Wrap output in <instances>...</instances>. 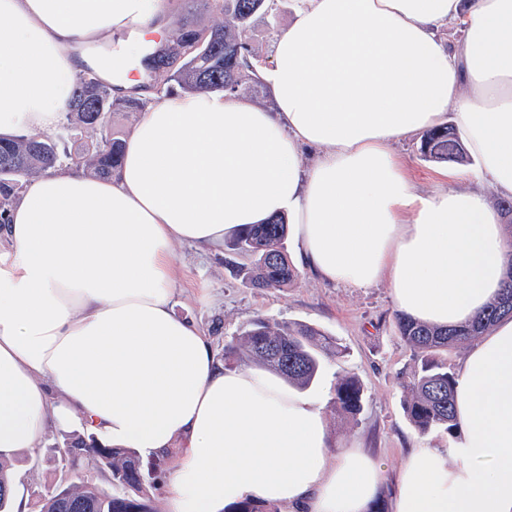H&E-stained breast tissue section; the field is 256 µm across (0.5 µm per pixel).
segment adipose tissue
Listing matches in <instances>:
<instances>
[{
    "label": "adipose tissue",
    "mask_w": 512,
    "mask_h": 512,
    "mask_svg": "<svg viewBox=\"0 0 512 512\" xmlns=\"http://www.w3.org/2000/svg\"><path fill=\"white\" fill-rule=\"evenodd\" d=\"M162 0H0V134L52 135L74 75L129 91L131 42ZM457 39L441 42V27ZM265 110L221 92L153 95L115 175L34 180L0 226V452L51 430L144 456L178 448L167 512L252 499L366 512L382 466L331 456L323 403L219 363L174 312V242L213 247L275 215L325 280H387L396 308L462 323L495 296L512 246L481 190L417 192L392 145L447 110L477 177L512 197V0H305L260 71ZM317 149L302 168L303 148ZM460 439L412 449L394 512H512V320L464 356Z\"/></svg>",
    "instance_id": "obj_1"
}]
</instances>
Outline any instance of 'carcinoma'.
<instances>
[{
    "label": "carcinoma",
    "instance_id": "obj_1",
    "mask_svg": "<svg viewBox=\"0 0 512 512\" xmlns=\"http://www.w3.org/2000/svg\"><path fill=\"white\" fill-rule=\"evenodd\" d=\"M215 2L218 16L201 27L193 13L180 21L172 44L146 55L144 64L158 93L170 94L178 87L185 92L220 91L239 97L259 95L263 84L258 74L262 60L243 34L255 22L272 16L279 0H202ZM110 83L88 69L74 83L63 124L56 137L32 134L0 138V224L9 223L8 214L26 182L62 165L82 167L96 177H108L118 169L124 148L123 138L108 129L106 114L114 109L140 113L149 100L136 96L115 97ZM98 131L83 149L63 147L75 132ZM421 153L438 162L463 163L469 160L455 129L447 124L428 130L422 137ZM288 224L275 218L237 233L227 247L233 254L248 257L251 263L237 267L243 284L258 290L286 288L298 274L289 261ZM512 275L497 296L473 320L443 329L396 315L402 339L418 351L421 369L410 382V397L405 413L421 434L442 428L456 430L454 387L456 376L438 359V355L460 343L488 332L499 320L512 318ZM343 354L336 340L309 324L277 321L259 316L243 327L224 345V366L228 368L255 363L304 389L317 379L321 356L328 352ZM364 390L352 376L336 378L332 405L356 417L363 407ZM68 473L65 483L37 495L38 512H69L76 504L80 512H152L144 485L142 464L137 453L128 448H103L94 438L77 434L54 448ZM109 475L112 485L122 489L112 494L85 475L86 470ZM9 461L0 456V512H8L14 488L9 478ZM224 512H280L273 505L242 501L224 508Z\"/></svg>",
    "mask_w": 512,
    "mask_h": 512
}]
</instances>
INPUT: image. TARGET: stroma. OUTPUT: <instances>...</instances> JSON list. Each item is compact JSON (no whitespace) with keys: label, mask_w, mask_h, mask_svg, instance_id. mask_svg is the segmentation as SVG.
I'll return each instance as SVG.
<instances>
[{"label":"stroma","mask_w":512,"mask_h":512,"mask_svg":"<svg viewBox=\"0 0 512 512\" xmlns=\"http://www.w3.org/2000/svg\"><path fill=\"white\" fill-rule=\"evenodd\" d=\"M299 7L298 0H282L270 21H257L247 32V39L265 62H272L276 37ZM420 140V135L411 134L394 145L411 183L423 193L448 188L452 184L445 175L446 164L427 160L420 151ZM172 254L181 288L175 311L205 333L216 360H223L225 343L258 316L313 325L346 347L344 357L324 356L322 374L311 391L327 403L325 415L335 451L359 448L387 466L371 512H391L397 470L411 448L424 444L451 447L454 438L444 429L422 435L405 416L407 384L420 360L398 332L397 309L386 282L354 288L324 281L301 265L290 287L259 292L246 287L226 267L223 248L202 250L177 242ZM340 374L357 378L364 388L358 417L336 412L329 405ZM63 438V432L48 433L37 454L13 455L15 496L25 505H32L38 493L64 476L53 453Z\"/></svg>","instance_id":"35a3bbf8"}]
</instances>
